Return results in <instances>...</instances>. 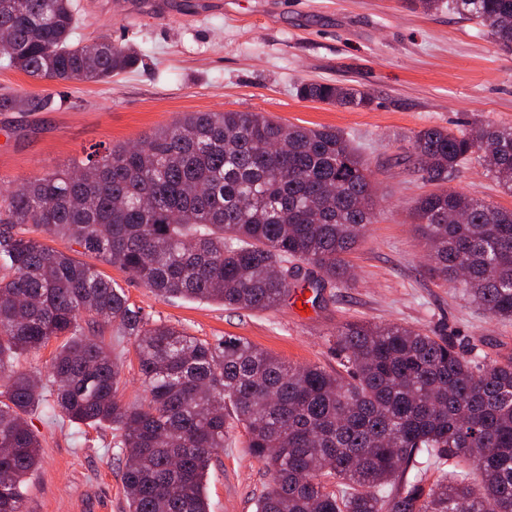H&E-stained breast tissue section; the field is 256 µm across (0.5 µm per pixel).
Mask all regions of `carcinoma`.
Here are the masks:
<instances>
[{
  "label": "carcinoma",
  "instance_id": "obj_1",
  "mask_svg": "<svg viewBox=\"0 0 512 512\" xmlns=\"http://www.w3.org/2000/svg\"><path fill=\"white\" fill-rule=\"evenodd\" d=\"M512 54V0H448ZM73 0H0L7 66L99 82L141 62L128 46L73 40ZM304 100L367 108V91L302 83ZM37 95L0 111H38ZM428 127L407 158L437 189L410 217L428 271L492 318L512 321V209L445 187L476 161L512 194V126ZM376 218L369 160L332 127L262 112H187L133 145L0 196V512H25L41 442L27 421L52 384L51 416L119 433L128 512H209L205 478L227 417L269 483L256 512H512V362L468 357L443 336L353 322L336 332L344 373L292 367L250 341L202 340L147 318L100 270L29 235L33 227L120 267L159 298L266 310L308 288L348 286L343 254ZM283 268L288 277L274 275ZM112 326L136 353L146 395L121 398ZM57 341L47 375L14 362ZM451 471L423 490L421 452Z\"/></svg>",
  "mask_w": 512,
  "mask_h": 512
}]
</instances>
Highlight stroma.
Here are the masks:
<instances>
[{"instance_id":"stroma-1","label":"stroma","mask_w":512,"mask_h":512,"mask_svg":"<svg viewBox=\"0 0 512 512\" xmlns=\"http://www.w3.org/2000/svg\"><path fill=\"white\" fill-rule=\"evenodd\" d=\"M75 38L131 44L137 68L107 82H51L0 66V96L51 97V108L0 112V191L62 168L83 150L138 140L186 112H262L282 124L331 126L370 159L376 221L345 259L354 281L309 291L268 310L163 300L119 267L90 254L151 319L204 340L241 336L286 364L336 371L335 334L346 324H401L447 337L466 355L512 359V322H500L430 275L428 252L408 211L430 190L406 159L407 138L425 127L512 125V54L474 22L440 8L422 13L406 0H75ZM372 93L364 109L301 99L304 81ZM449 189L512 208L478 164ZM27 420L42 458L26 482L27 512H126L118 434L50 419ZM268 475L250 455L243 428L228 419L224 450L209 468L210 512H255Z\"/></svg>"}]
</instances>
